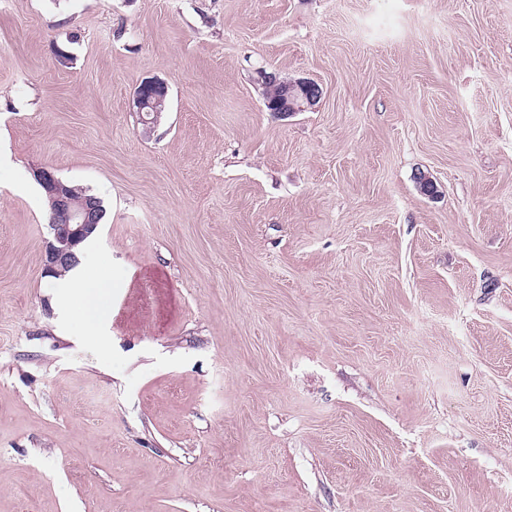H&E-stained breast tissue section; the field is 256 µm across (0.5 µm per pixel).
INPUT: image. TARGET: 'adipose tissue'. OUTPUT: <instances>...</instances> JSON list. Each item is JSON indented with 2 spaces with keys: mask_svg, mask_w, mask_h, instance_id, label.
Here are the masks:
<instances>
[{
  "mask_svg": "<svg viewBox=\"0 0 512 512\" xmlns=\"http://www.w3.org/2000/svg\"><path fill=\"white\" fill-rule=\"evenodd\" d=\"M67 282L74 313L86 335L92 341H101L112 314L111 278L91 275L78 265L68 272Z\"/></svg>",
  "mask_w": 512,
  "mask_h": 512,
  "instance_id": "1",
  "label": "adipose tissue"
}]
</instances>
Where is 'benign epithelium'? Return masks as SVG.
<instances>
[{
    "instance_id": "obj_1",
    "label": "benign epithelium",
    "mask_w": 512,
    "mask_h": 512,
    "mask_svg": "<svg viewBox=\"0 0 512 512\" xmlns=\"http://www.w3.org/2000/svg\"><path fill=\"white\" fill-rule=\"evenodd\" d=\"M272 85L283 87L281 100L271 108L284 114L301 112L316 104L321 96L318 85L307 80L272 81ZM167 86L158 79L143 81L135 92L136 111L145 112L150 106L163 101ZM37 180L52 201L53 211L65 216L66 223L49 224L51 239L48 242L44 274L54 275L78 260L75 248L92 236L98 227L96 204L73 205L69 188L54 174L41 168L36 171Z\"/></svg>"
}]
</instances>
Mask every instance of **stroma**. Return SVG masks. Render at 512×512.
Listing matches in <instances>:
<instances>
[{"label": "stroma", "instance_id": "1", "mask_svg": "<svg viewBox=\"0 0 512 512\" xmlns=\"http://www.w3.org/2000/svg\"><path fill=\"white\" fill-rule=\"evenodd\" d=\"M0 152V512H512V0H0ZM168 93L167 86L164 82L158 79H147L143 81L137 88L135 92L134 105L136 107V112H148L147 108L149 106H153L158 102H162ZM164 104H160L156 106V108L150 109L149 114H147L148 120H157L158 116H160L161 112L164 111ZM272 86L283 87V96L281 100L270 109L271 112H280L284 114L301 112L305 108L316 104L321 96L318 85L307 80L297 81H270ZM35 173L41 188L52 201L53 211H55L54 215L60 213L66 218L65 224H57L56 221L50 224V206L48 226L51 239L48 242L44 264V274L50 276L61 273L62 269L75 261H79L75 248L92 236L99 225L96 204L88 205L85 202L79 207L74 206L68 187L73 189L74 198L76 200L86 198L92 201L94 200L97 203L100 210L104 213L100 224L105 216V208L102 200L95 194L71 182L62 179L61 181L54 172L46 168H41ZM70 269L62 275L64 276ZM61 276V277H62ZM68 295L76 317L86 336L92 341H103V329L112 314L111 277L93 276L80 265L67 273Z\"/></svg>", "mask_w": 512, "mask_h": 512}]
</instances>
